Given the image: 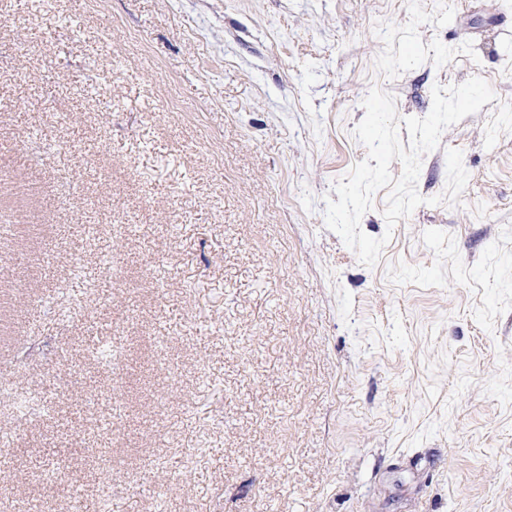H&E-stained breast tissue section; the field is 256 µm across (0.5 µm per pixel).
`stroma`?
<instances>
[{"label": "stroma", "instance_id": "obj_1", "mask_svg": "<svg viewBox=\"0 0 512 512\" xmlns=\"http://www.w3.org/2000/svg\"><path fill=\"white\" fill-rule=\"evenodd\" d=\"M512 0H0V512H512ZM479 77L362 264L325 224L398 117ZM92 94H83L84 86ZM111 254L123 274L100 264ZM80 277H72L74 261ZM113 456L108 483L98 456Z\"/></svg>", "mask_w": 512, "mask_h": 512}]
</instances>
